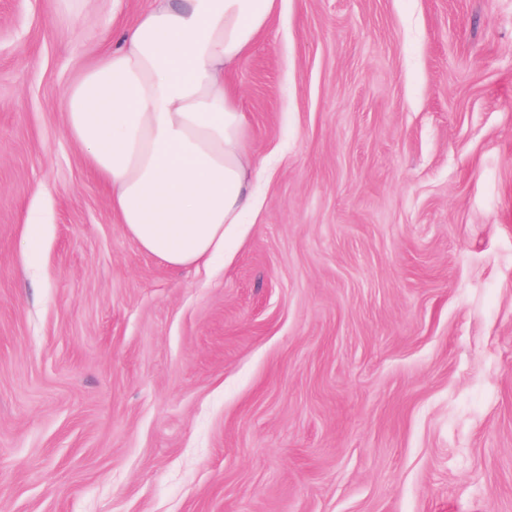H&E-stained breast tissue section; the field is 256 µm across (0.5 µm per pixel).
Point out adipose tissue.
Here are the masks:
<instances>
[{
  "label": "adipose tissue",
  "instance_id": "obj_1",
  "mask_svg": "<svg viewBox=\"0 0 512 512\" xmlns=\"http://www.w3.org/2000/svg\"><path fill=\"white\" fill-rule=\"evenodd\" d=\"M277 0H155L61 93L66 132L112 189L145 253L208 265L261 200L247 117L226 73L249 55Z\"/></svg>",
  "mask_w": 512,
  "mask_h": 512
}]
</instances>
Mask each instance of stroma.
Here are the masks:
<instances>
[{"label": "stroma", "mask_w": 512, "mask_h": 512, "mask_svg": "<svg viewBox=\"0 0 512 512\" xmlns=\"http://www.w3.org/2000/svg\"><path fill=\"white\" fill-rule=\"evenodd\" d=\"M152 4L0 0V512H512V0H279L197 269L65 133Z\"/></svg>", "instance_id": "stroma-1"}]
</instances>
